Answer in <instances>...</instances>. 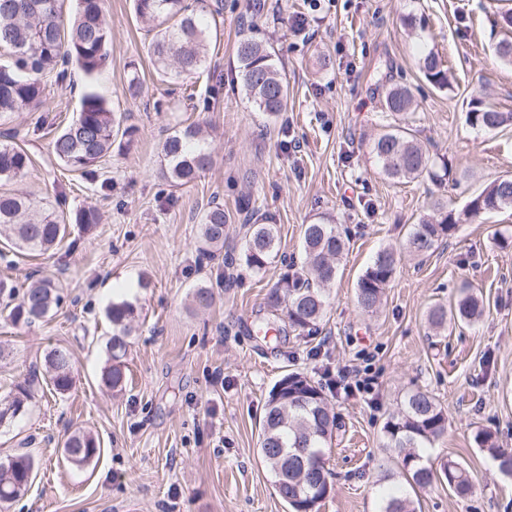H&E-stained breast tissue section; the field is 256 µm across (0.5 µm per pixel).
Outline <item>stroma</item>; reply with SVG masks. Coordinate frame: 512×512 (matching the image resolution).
I'll return each mask as SVG.
<instances>
[{
  "mask_svg": "<svg viewBox=\"0 0 512 512\" xmlns=\"http://www.w3.org/2000/svg\"><path fill=\"white\" fill-rule=\"evenodd\" d=\"M265 3L248 29V0H222L209 20L207 67L185 88L156 73L131 0H107L112 42L99 75L89 81L72 71L49 82L38 111L0 121V135L33 160L22 182L2 180L0 192L50 202L68 226L45 255L0 246V278L21 286L48 276L63 299L31 326L0 315V396L56 346L72 351L76 368L68 395L42 389L25 416L0 427V462L27 452L38 466L8 512H288L257 440L270 390L292 371L322 386L340 425L326 450L332 491L317 512H378L383 491L410 494L419 512H512V476L474 442L489 430L512 448V210L460 223L426 257L404 251L433 204L462 212L491 181L512 174V125L485 131L466 120L482 103L512 112V62L496 55L505 0H321L316 11L309 0ZM300 15L306 32L297 35ZM251 32L273 43L285 67L288 109L273 120L253 110L237 68L236 43ZM431 51L448 68L446 90L419 70ZM134 71L144 91L133 98L124 90ZM88 82L131 129L91 179L50 147ZM392 85L411 92L417 137L432 158L449 160L451 179L396 182L382 173L371 144L384 130L383 92ZM193 121L207 127L213 164L173 187L159 174L160 145ZM214 202L232 216L225 248L243 246L239 209L276 225L278 255L264 270L199 256L198 219ZM88 209L98 224L78 223ZM324 217L350 247L318 331L261 337L255 325L267 316L266 294L300 272L303 227ZM385 247L399 252V266L380 307L366 313L356 282ZM199 287L214 294L209 309L192 303ZM466 287L482 299V317L435 334L427 310ZM123 299L135 312L128 383L115 392L100 377L116 332L107 309ZM363 364L378 382L375 397L339 395L340 373ZM218 374L223 384H215ZM414 389L431 393L448 417L430 462H461L471 496L436 485L411 490L385 451L383 426ZM78 429L101 442L99 459L83 468L61 461L64 440Z\"/></svg>",
  "mask_w": 512,
  "mask_h": 512,
  "instance_id": "35a3bbf8",
  "label": "stroma"
}]
</instances>
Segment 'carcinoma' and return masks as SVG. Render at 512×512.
<instances>
[{
	"label": "carcinoma",
	"instance_id": "carcinoma-1",
	"mask_svg": "<svg viewBox=\"0 0 512 512\" xmlns=\"http://www.w3.org/2000/svg\"><path fill=\"white\" fill-rule=\"evenodd\" d=\"M137 17L155 31L149 49L155 64L173 80L192 78L206 68L209 60L207 16L220 13L207 0H133ZM64 0H0V51L7 60L0 64V120L17 112H33L44 104L47 82L66 79L71 65L87 77L101 70L109 56L111 32L105 20V0H75V14L63 15ZM236 60L243 89L254 110L270 119L277 118L288 106L289 84L280 59L270 42L242 37L236 44ZM426 80L434 87H448V76L439 55L428 52L420 63ZM413 100L401 86L384 91L383 114L393 120L387 131L372 145L382 172L390 179L438 181L452 171L448 161L436 163L424 151L410 128ZM122 116L94 89L80 99L72 121L52 140L56 158L73 171L95 175L94 167L112 152L120 131ZM471 126L496 130L512 124L511 112L491 107L467 113ZM212 165L203 130L198 123L179 125L164 139L159 151L161 176L182 186L194 182ZM32 166L28 151L8 138L0 142V179L20 181ZM490 211L512 209V176L503 175L473 196L465 209L455 214L436 207L437 215L425 217L414 225L405 243L410 254L419 257L431 251L438 241L451 235L457 224L482 215L477 201ZM230 213L216 203L200 217L198 252L213 259L224 250V228ZM0 233L7 246L27 252H47L59 246L67 233L58 215L47 204L22 191L0 193ZM277 228L274 224H252L239 256H224L232 266L242 262L257 272L276 257ZM302 272L285 278L280 288L269 294L268 313L300 332L319 329L326 307V287L336 280L337 264L349 248L348 237L323 221L307 224L303 231ZM397 268L392 249L379 251L356 283L359 307L369 313L381 304L386 288ZM0 296L7 299L12 322L34 324L59 307L61 297L47 277L31 280L22 293L0 281ZM484 312L482 301L465 293L449 305H435L427 312V322L439 333L448 325H468ZM134 314L127 302L112 303L109 318L122 326ZM128 334H115L107 343L108 361L101 382L112 390L126 383ZM49 384L58 395L67 394L75 383L72 353L59 346L44 357ZM41 374L34 373L24 383L0 399V425L11 423L25 413L28 402L41 388ZM336 414L329 407L321 386L299 372L285 374L272 389L258 437V452L273 478L276 494L289 512H315L317 504L332 489L331 473L325 467V448L337 429ZM448 430V417L435 397L422 390L405 394L400 407L385 423L386 447L396 453V463L409 486L433 483L448 485L457 497L468 496L473 489L467 469L448 460L435 468L424 463L418 449L433 443ZM475 441L498 461L499 469L512 472V453L499 448L494 435L486 430L476 433ZM100 454L96 438L86 432L71 434L64 443L65 462L84 467ZM36 462L27 453L0 463V503L8 505L28 491ZM380 512H416L414 503L395 493L383 501Z\"/></svg>",
	"mask_w": 512,
	"mask_h": 512
}]
</instances>
